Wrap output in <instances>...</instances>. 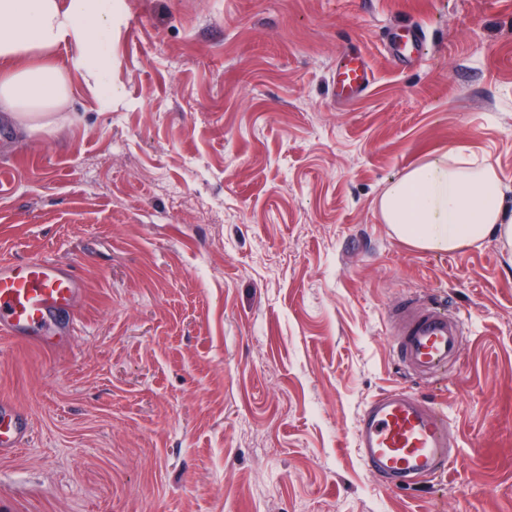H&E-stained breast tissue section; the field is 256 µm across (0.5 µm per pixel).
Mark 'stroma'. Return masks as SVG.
<instances>
[{"instance_id": "35a3bbf8", "label": "stroma", "mask_w": 512, "mask_h": 512, "mask_svg": "<svg viewBox=\"0 0 512 512\" xmlns=\"http://www.w3.org/2000/svg\"><path fill=\"white\" fill-rule=\"evenodd\" d=\"M427 30L417 63L383 36ZM375 82L337 99L336 58ZM111 104L71 77L51 134L0 121V263L71 267L70 331L0 338L31 436L0 512H512V257L413 249L377 201L456 145L512 204V0H122ZM466 321L459 367L412 378L391 302ZM404 387L459 434L447 474L390 491L357 416Z\"/></svg>"}]
</instances>
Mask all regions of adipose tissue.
<instances>
[{"label": "adipose tissue", "mask_w": 512, "mask_h": 512, "mask_svg": "<svg viewBox=\"0 0 512 512\" xmlns=\"http://www.w3.org/2000/svg\"><path fill=\"white\" fill-rule=\"evenodd\" d=\"M120 8V0H0V112L27 134L48 132L68 109L71 73L93 89L110 87ZM378 212L417 250L451 253L493 238L512 251V212L495 165L453 145L392 182Z\"/></svg>", "instance_id": "adipose-tissue-1"}]
</instances>
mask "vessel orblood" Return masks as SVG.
Here are the masks:
<instances>
[{
  "instance_id": "b4317fda",
  "label": "vessel or blood",
  "mask_w": 512,
  "mask_h": 512,
  "mask_svg": "<svg viewBox=\"0 0 512 512\" xmlns=\"http://www.w3.org/2000/svg\"><path fill=\"white\" fill-rule=\"evenodd\" d=\"M424 29L407 23L389 30L384 42L390 59L409 62L419 56ZM336 93L345 100L366 94L374 72L358 51L336 59ZM81 283L74 270L50 261L0 264V335L41 342L42 333L68 316ZM399 323L394 348L407 372L430 379L456 367L465 324L459 314L421 296L407 294L390 310ZM30 436V421L8 399H0V456L14 454ZM458 435L436 403L403 389L386 391L367 402L357 418L355 448L362 464L382 486L401 490L448 469Z\"/></svg>"
}]
</instances>
